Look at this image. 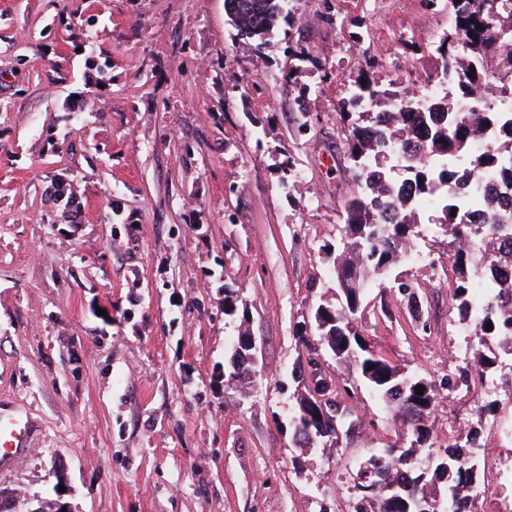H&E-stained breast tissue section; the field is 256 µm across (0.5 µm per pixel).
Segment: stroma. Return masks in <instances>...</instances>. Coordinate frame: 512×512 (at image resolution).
Returning <instances> with one entry per match:
<instances>
[{"mask_svg":"<svg viewBox=\"0 0 512 512\" xmlns=\"http://www.w3.org/2000/svg\"><path fill=\"white\" fill-rule=\"evenodd\" d=\"M288 8L260 45L238 36L224 0H0V409L35 429L0 476L17 503L352 512L350 471L403 445L400 419L366 392L339 443H296L297 371L356 374L324 352L310 366L298 330L336 301L321 248L339 243L360 191L338 114L359 80L434 82L454 12L447 0ZM306 112L321 122L304 131ZM433 217L418 210L416 260L370 280L357 326L440 387L469 352L453 245ZM228 287L244 314L225 316ZM242 331L255 370L228 381ZM476 423L485 512L512 463V365L443 399L431 440Z\"/></svg>","mask_w":512,"mask_h":512,"instance_id":"stroma-1","label":"stroma"}]
</instances>
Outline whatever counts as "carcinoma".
<instances>
[{
  "instance_id": "cac0c4a2",
  "label": "carcinoma",
  "mask_w": 512,
  "mask_h": 512,
  "mask_svg": "<svg viewBox=\"0 0 512 512\" xmlns=\"http://www.w3.org/2000/svg\"><path fill=\"white\" fill-rule=\"evenodd\" d=\"M453 2L455 25L440 41L442 64L436 77L452 84L455 94L464 97L486 83V74L473 69L466 80H456V73L463 69L461 57L455 53L459 42L466 45L472 59L489 58L495 62L499 77H512V49L501 48L498 37V31L512 30V0H498L494 12L486 6L487 0ZM285 4L286 0H224L237 34L260 40L273 33ZM491 21L495 26L489 25ZM365 101L376 106L383 103L386 109L365 113V118L351 127L349 155L358 164L356 176L363 184V193L347 202L342 252L325 254L336 280L338 305L318 304L312 320L300 332L304 343L310 336L318 337L337 364L354 362L357 378L334 381L322 377L315 380L314 392L298 395L291 419L294 437L309 448L338 440L335 435L320 434L315 421L308 420L310 400L317 393L339 396L349 388H363L400 416L409 446H391L368 458L373 469L371 491L365 493V503L356 507L355 512H419L418 498L429 500L433 512H443L446 504L451 512H473L472 489L480 480L473 451L478 430L471 429L463 439L450 436L447 444L432 448L428 421L441 394L427 378L403 371L372 350L357 330L356 316L363 305L366 283L377 272L395 265L398 248L410 245L416 237L412 214L415 201L401 194L403 180L391 176L386 161L390 155L385 149L386 141L398 134L404 144L403 155L397 158L399 166L419 193L441 199L438 223L447 226L455 244L454 299L459 323L472 327L474 354L473 360L461 370L464 385L487 379L498 366L499 350L512 355V280L497 276L500 269L512 266V247L499 248L494 239L495 235L505 233V225L512 224V214L496 211L491 202L485 203L490 219L487 224H463L451 214V210L459 211L477 201L475 195L464 197L455 192L459 182L476 180L512 160V117L502 119L494 148L472 157L470 167L460 172L456 161L466 154L472 136L493 121L494 113L477 118L470 113L450 112L447 100L437 99L432 106L442 112V119L430 126L426 140L418 143L414 141L418 137L414 128L400 125L411 110L410 102L379 90L370 82L355 85L348 103L355 108ZM380 113L393 127L386 129L381 139L371 141L365 136V129L377 121ZM478 264L485 285L480 298L473 291L470 275L471 268ZM489 324L493 325L490 331ZM419 385L424 386L421 395L416 393ZM424 448L435 455V460L422 468L418 465V452Z\"/></svg>"
}]
</instances>
